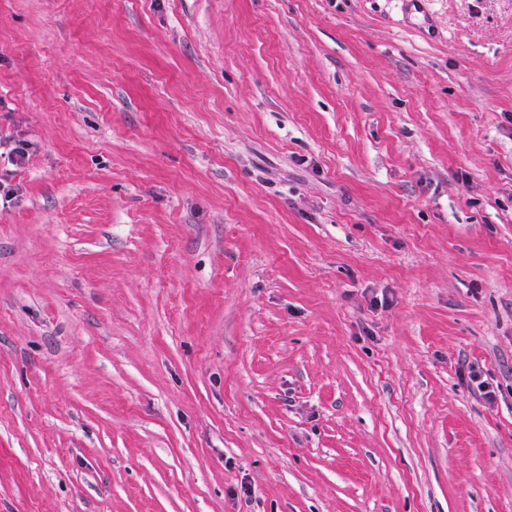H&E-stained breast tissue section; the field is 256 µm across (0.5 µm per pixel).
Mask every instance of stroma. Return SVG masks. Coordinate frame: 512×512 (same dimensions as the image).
Segmentation results:
<instances>
[{"label": "stroma", "instance_id": "35a3bbf8", "mask_svg": "<svg viewBox=\"0 0 512 512\" xmlns=\"http://www.w3.org/2000/svg\"><path fill=\"white\" fill-rule=\"evenodd\" d=\"M0 140V512H512V0H0Z\"/></svg>", "mask_w": 512, "mask_h": 512}]
</instances>
